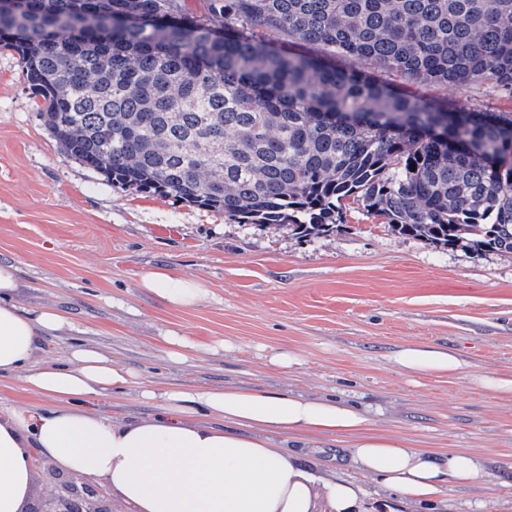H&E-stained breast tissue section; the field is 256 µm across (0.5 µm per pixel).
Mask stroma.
I'll return each instance as SVG.
<instances>
[{
    "mask_svg": "<svg viewBox=\"0 0 512 512\" xmlns=\"http://www.w3.org/2000/svg\"><path fill=\"white\" fill-rule=\"evenodd\" d=\"M414 97L512 112V95L487 84H406ZM18 55L0 42V260L16 262L19 303L53 306L72 321L41 356L63 362L85 342L134 371L138 382L91 397L86 407L118 419L159 414L142 389L166 386L285 389L364 408L372 433L436 453L465 451L486 473L446 487L420 512H512V254H479L403 235L352 204L337 231L304 238L240 224L168 195L112 185L63 155L45 126ZM209 290L192 308L141 288L156 267ZM190 342L173 363L162 336ZM223 349H215V342ZM439 346L462 362L453 373H416L397 354ZM292 368L269 363L280 350ZM352 440H323L307 458L358 483L372 512L380 481L356 469Z\"/></svg>",
    "mask_w": 512,
    "mask_h": 512,
    "instance_id": "obj_1",
    "label": "stroma"
}]
</instances>
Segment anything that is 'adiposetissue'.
<instances>
[{
	"label": "adipose tissue",
	"mask_w": 512,
	"mask_h": 512,
	"mask_svg": "<svg viewBox=\"0 0 512 512\" xmlns=\"http://www.w3.org/2000/svg\"><path fill=\"white\" fill-rule=\"evenodd\" d=\"M141 285L167 303L196 306L204 284L162 267ZM14 262L0 260V376L20 375L26 391L48 403L44 413L0 412V512H23L32 494V454L90 480H104L126 512H363L364 492L307 465L301 452L275 447L277 434L353 436L352 462L391 490L380 512L437 498L448 481H470L484 468L476 456L445 457L407 448L395 438L364 436L355 406L257 388L143 390L160 415L124 421L83 407L85 398L134 384L130 370L99 350L77 346L66 365L40 359L44 337L72 324L56 308L21 307ZM400 365L422 373L454 372L450 351L417 346Z\"/></svg>",
	"instance_id": "obj_1"
}]
</instances>
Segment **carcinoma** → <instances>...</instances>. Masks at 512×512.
I'll return each mask as SVG.
<instances>
[{"label":"carcinoma","mask_w":512,"mask_h":512,"mask_svg":"<svg viewBox=\"0 0 512 512\" xmlns=\"http://www.w3.org/2000/svg\"><path fill=\"white\" fill-rule=\"evenodd\" d=\"M200 7L23 0L0 36L19 35L64 155L116 186L300 236L356 203L401 234L512 254V112L450 110L343 64L512 93V0Z\"/></svg>","instance_id":"cac0c4a2"}]
</instances>
